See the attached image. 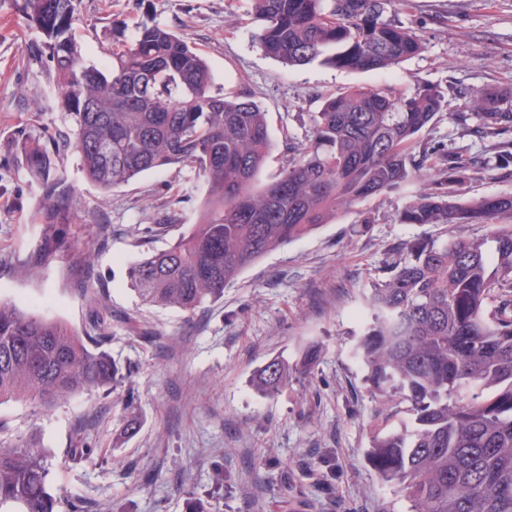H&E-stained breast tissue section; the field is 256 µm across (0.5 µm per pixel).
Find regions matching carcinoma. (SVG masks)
<instances>
[{"label": "carcinoma", "instance_id": "carcinoma-1", "mask_svg": "<svg viewBox=\"0 0 512 512\" xmlns=\"http://www.w3.org/2000/svg\"><path fill=\"white\" fill-rule=\"evenodd\" d=\"M402 2L251 0V15L263 51L286 65L385 71L425 50L397 18ZM23 9L49 50L54 88L75 124L74 141L51 150L30 135L15 142L14 163L42 189L34 214L40 240L20 264L29 276L56 260L64 226L76 222L77 202L56 177L71 149L84 178L105 192L149 171L190 167L187 183L204 191L194 223L128 268L142 304L188 314L223 299L246 268L338 209L423 176L431 156L416 148L444 110L437 89L355 88L324 101L310 145L288 146L286 166L255 192L272 148L266 112L240 95L212 92L207 62L183 37L144 25L132 41L105 47L98 67L72 37L75 0H23ZM88 91L97 96L96 112L84 111ZM468 102L480 139L512 127V91L474 90ZM476 170L472 157L440 155L434 190L395 221L487 224L489 233L408 242L364 293L369 319L358 354L388 423L372 435L370 457L410 512H512V195L449 202L448 187L464 185ZM105 340L102 316L80 334L0 300V404L50 408L112 390L119 369ZM288 379V363L275 358L255 386L274 395ZM47 474L36 435L0 438V508L74 512L50 493Z\"/></svg>", "mask_w": 512, "mask_h": 512}]
</instances>
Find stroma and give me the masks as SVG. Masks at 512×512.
<instances>
[{"mask_svg": "<svg viewBox=\"0 0 512 512\" xmlns=\"http://www.w3.org/2000/svg\"><path fill=\"white\" fill-rule=\"evenodd\" d=\"M78 9L75 38L88 61L103 64L102 47L115 30L130 38L159 23L201 52L215 87L258 103L268 114L272 149L256 187L277 176L289 143H307L324 95L361 86L410 94L430 85L446 106L421 132V145L481 160L476 178L450 188L449 200L512 195V167L499 168L496 149L474 135L466 106L472 90H512V0H404L399 18L426 49L388 71L287 66L266 56L249 0H79ZM51 74L23 0H0V299L79 331L101 309L105 348L120 369L108 395L83 394L48 410L30 401L0 404L6 435H37L49 450L51 492L88 512H191L196 502L206 512H408L407 500L370 463L381 407L353 350L363 330V292L382 278L392 250L455 233L396 223L428 181L339 209L245 269L223 300L189 316L142 305L127 279L129 262L164 248L193 223L203 194L180 192L187 168H161L104 192L84 179L71 154L57 175L73 192L80 220L65 229L58 261L28 276L16 258L37 245L32 218L40 192L12 156L22 132L47 143L74 130ZM163 214L174 223L140 241L138 226ZM77 252L88 255L78 266ZM89 288L99 306L85 300ZM311 351V375L272 397L252 388L251 377L270 359L293 367ZM131 414L139 428L121 437ZM77 446L79 458L71 455Z\"/></svg>", "mask_w": 512, "mask_h": 512, "instance_id": "obj_1", "label": "stroma"}]
</instances>
